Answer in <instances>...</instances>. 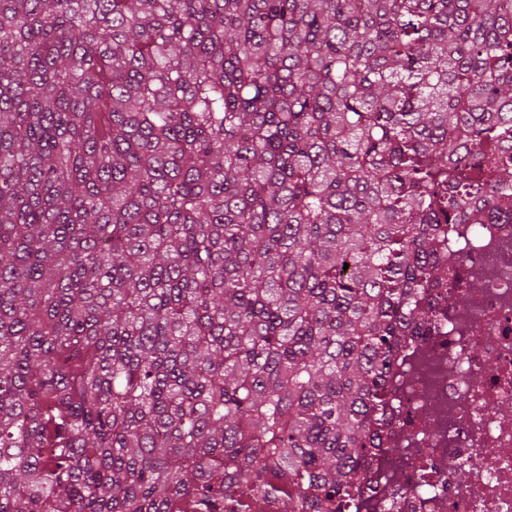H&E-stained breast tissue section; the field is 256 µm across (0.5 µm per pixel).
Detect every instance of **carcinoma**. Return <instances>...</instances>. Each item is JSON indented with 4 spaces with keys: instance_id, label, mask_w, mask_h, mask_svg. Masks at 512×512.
Returning <instances> with one entry per match:
<instances>
[{
    "instance_id": "carcinoma-1",
    "label": "carcinoma",
    "mask_w": 512,
    "mask_h": 512,
    "mask_svg": "<svg viewBox=\"0 0 512 512\" xmlns=\"http://www.w3.org/2000/svg\"><path fill=\"white\" fill-rule=\"evenodd\" d=\"M511 198L512 0H0V512H344Z\"/></svg>"
}]
</instances>
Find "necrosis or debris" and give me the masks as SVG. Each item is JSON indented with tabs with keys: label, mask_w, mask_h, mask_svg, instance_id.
Returning a JSON list of instances; mask_svg holds the SVG:
<instances>
[{
	"label": "necrosis or debris",
	"mask_w": 512,
	"mask_h": 512,
	"mask_svg": "<svg viewBox=\"0 0 512 512\" xmlns=\"http://www.w3.org/2000/svg\"><path fill=\"white\" fill-rule=\"evenodd\" d=\"M448 268L438 331L400 348L360 512H512V222L476 225Z\"/></svg>",
	"instance_id": "necrosis-or-debris-1"
}]
</instances>
